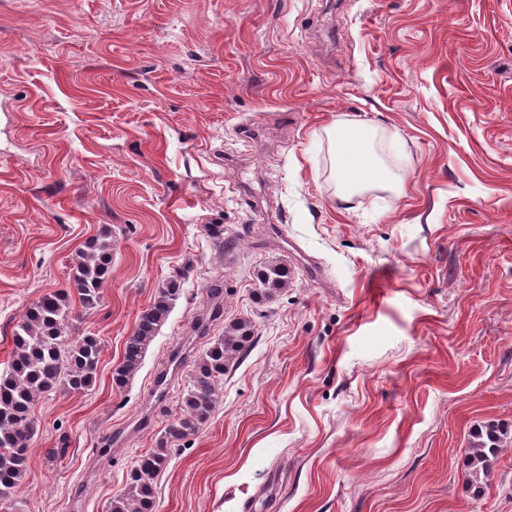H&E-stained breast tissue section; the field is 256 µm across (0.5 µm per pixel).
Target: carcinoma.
<instances>
[{
  "label": "carcinoma",
  "instance_id": "1",
  "mask_svg": "<svg viewBox=\"0 0 512 512\" xmlns=\"http://www.w3.org/2000/svg\"><path fill=\"white\" fill-rule=\"evenodd\" d=\"M111 260L112 236L108 232L89 241L77 255L72 280L83 308L99 304ZM180 279L179 275L169 279L139 315L125 340L122 360L113 368L115 386L124 387L139 371L148 346L168 318ZM288 279V267L267 265L256 276V295L271 297L288 287ZM70 320L69 293L53 290L27 308L14 330L11 359L0 372V502L14 498L26 481L28 444L35 427L33 409L38 401L59 389L83 392L95 383L101 343L91 334L67 340ZM253 336L252 321L236 319L210 344L196 364L173 422L156 447L134 462L125 488L112 498L109 512H155V483L168 462V445L196 436L210 420L221 401V385L230 361L248 347ZM506 438L507 432L496 424L484 425L472 434L462 467L473 496H480L487 487L499 445Z\"/></svg>",
  "mask_w": 512,
  "mask_h": 512
}]
</instances>
